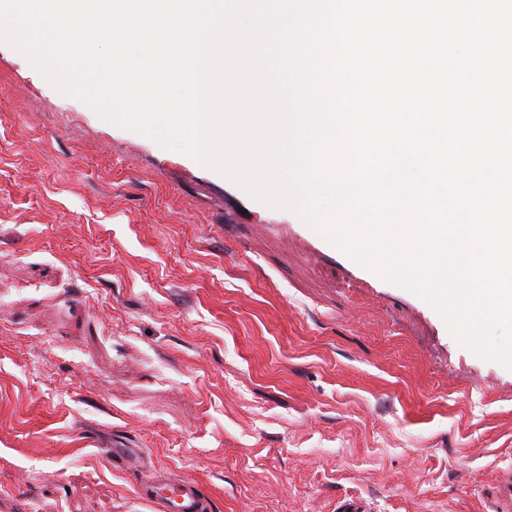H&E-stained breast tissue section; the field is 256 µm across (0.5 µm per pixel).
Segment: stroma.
<instances>
[{"label":"stroma","instance_id":"obj_1","mask_svg":"<svg viewBox=\"0 0 512 512\" xmlns=\"http://www.w3.org/2000/svg\"><path fill=\"white\" fill-rule=\"evenodd\" d=\"M512 512V371L0 44V512ZM136 493L154 512L212 511L211 501L195 481L157 470L139 482Z\"/></svg>","mask_w":512,"mask_h":512}]
</instances>
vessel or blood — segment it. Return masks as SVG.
Segmentation results:
<instances>
[{
  "label": "vessel or blood",
  "instance_id": "1",
  "mask_svg": "<svg viewBox=\"0 0 512 512\" xmlns=\"http://www.w3.org/2000/svg\"><path fill=\"white\" fill-rule=\"evenodd\" d=\"M136 493L154 512H211L212 509L209 498L195 481L157 470L139 482Z\"/></svg>",
  "mask_w": 512,
  "mask_h": 512
}]
</instances>
